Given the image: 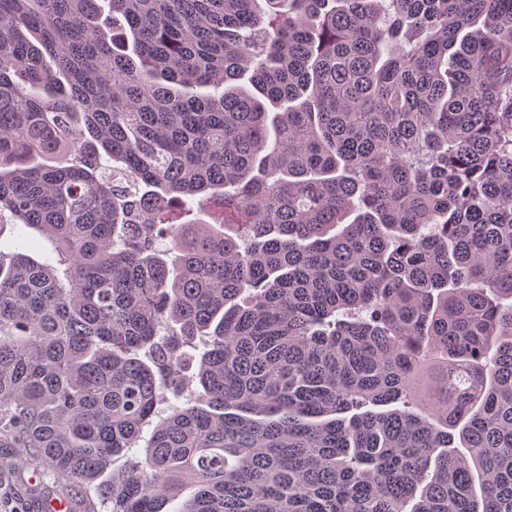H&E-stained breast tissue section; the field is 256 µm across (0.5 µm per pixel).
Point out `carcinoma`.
<instances>
[{"mask_svg":"<svg viewBox=\"0 0 512 512\" xmlns=\"http://www.w3.org/2000/svg\"><path fill=\"white\" fill-rule=\"evenodd\" d=\"M0 448L86 512H512V0H0Z\"/></svg>","mask_w":512,"mask_h":512,"instance_id":"cac0c4a2","label":"carcinoma"}]
</instances>
